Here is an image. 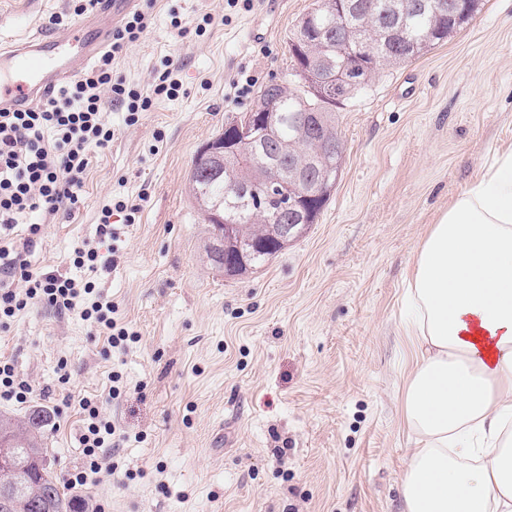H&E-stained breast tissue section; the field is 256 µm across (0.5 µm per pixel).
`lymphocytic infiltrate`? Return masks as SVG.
I'll list each match as a JSON object with an SVG mask.
<instances>
[{"label": "lymphocytic infiltrate", "mask_w": 512, "mask_h": 512, "mask_svg": "<svg viewBox=\"0 0 512 512\" xmlns=\"http://www.w3.org/2000/svg\"><path fill=\"white\" fill-rule=\"evenodd\" d=\"M149 25L147 12H133L113 30L111 46L81 79L60 86L33 108L0 112V331L9 329L22 311L40 305L79 312L109 347L137 338L115 319L114 305L94 281L95 275L116 267L115 254L95 246L76 250L75 266L90 273L85 280L33 269L28 256L42 237L33 214L51 218L60 209H78L92 159L115 135L104 116L105 104L124 108L125 123L132 126L155 100L176 97L181 90L177 72L170 68L147 88L112 76L124 50L139 42ZM78 405L85 421L80 436L85 468L71 476L74 486L85 485L88 472L98 470L100 450L116 432L101 417L96 401L84 397Z\"/></svg>", "instance_id": "lymphocytic-infiltrate-1"}]
</instances>
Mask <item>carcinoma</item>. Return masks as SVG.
I'll list each match as a JSON object with an SVG mask.
<instances>
[{
  "label": "carcinoma",
  "instance_id": "cac0c4a2",
  "mask_svg": "<svg viewBox=\"0 0 512 512\" xmlns=\"http://www.w3.org/2000/svg\"><path fill=\"white\" fill-rule=\"evenodd\" d=\"M366 0H350L351 10L345 18H338L326 11L314 16L318 26H330L339 35L335 44L336 61L345 62L353 41L361 40L374 46L386 31L395 13L405 15L404 44L381 53L368 65L364 75L376 79L385 69L408 63L428 48L445 41L457 31L449 19L441 13L415 10V0H371L373 6H365ZM291 70L302 69L310 61L315 62L330 51V45L319 36H311L296 45L288 43ZM363 87L353 88L343 97L333 101L322 96L313 82L301 76L292 86L272 83L261 88L257 106H269V111L279 117L277 139L274 148L282 151L280 163L288 169L303 163L304 157L294 149L295 135L290 119L304 112H320L324 116L322 138L344 147L336 127V108L354 96ZM264 162L262 149L241 152L232 163V170L244 175L260 168ZM191 195L209 224L210 243L207 255L214 266L224 265V251L215 247L223 228L213 215H224L227 184L224 169H216L197 158L190 173ZM240 205L231 209L228 218L235 224L236 239L243 243L263 242L270 239L273 225L278 223L276 209L282 201L268 198L261 189L254 195L239 199ZM4 428L0 438L13 448L11 466L22 470L29 483L28 494L17 496L10 490L0 493V512H84L78 499L68 495L53 476L47 464V449L41 438V413L34 410L17 419L3 416Z\"/></svg>",
  "mask_w": 512,
  "mask_h": 512
}]
</instances>
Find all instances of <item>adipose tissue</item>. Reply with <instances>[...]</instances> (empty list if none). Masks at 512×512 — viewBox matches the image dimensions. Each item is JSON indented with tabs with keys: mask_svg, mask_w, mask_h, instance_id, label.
<instances>
[{
	"mask_svg": "<svg viewBox=\"0 0 512 512\" xmlns=\"http://www.w3.org/2000/svg\"><path fill=\"white\" fill-rule=\"evenodd\" d=\"M406 298L405 512H512V149L432 226Z\"/></svg>",
	"mask_w": 512,
	"mask_h": 512,
	"instance_id": "adipose-tissue-1",
	"label": "adipose tissue"
}]
</instances>
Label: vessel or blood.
<instances>
[{
  "mask_svg": "<svg viewBox=\"0 0 512 512\" xmlns=\"http://www.w3.org/2000/svg\"><path fill=\"white\" fill-rule=\"evenodd\" d=\"M140 0H93L67 38L36 31L20 45L0 47V112L28 109L78 78L112 39V29Z\"/></svg>",
  "mask_w": 512,
  "mask_h": 512,
  "instance_id": "obj_1",
  "label": "vessel or blood"
}]
</instances>
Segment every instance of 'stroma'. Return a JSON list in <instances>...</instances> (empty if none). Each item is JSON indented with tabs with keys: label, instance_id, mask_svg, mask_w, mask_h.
I'll return each instance as SVG.
<instances>
[{
	"label": "stroma",
	"instance_id": "stroma-1",
	"mask_svg": "<svg viewBox=\"0 0 512 512\" xmlns=\"http://www.w3.org/2000/svg\"><path fill=\"white\" fill-rule=\"evenodd\" d=\"M313 0H140L151 16L116 72L149 86L178 67V98L115 130L93 161L76 215L44 225L32 267L81 278L101 208L139 204L120 226L104 298L137 341L106 350L78 313L35 306L0 333L38 391L0 414L43 410L61 485L83 465L76 404L97 399L116 427L100 469L73 495L110 512H404L414 439L402 399L411 348L404 293L415 251L499 148L512 145V0H482L447 42L384 71L336 114L345 144L316 224L262 266L227 277L205 254L189 186L193 160L260 87L291 80L288 36ZM70 0H0V44L54 25ZM182 25L173 27L171 10ZM217 24L197 34L203 14ZM250 82L236 98L234 82ZM66 362L68 384L58 382ZM120 394L109 398L110 373Z\"/></svg>",
	"mask_w": 512,
	"mask_h": 512
}]
</instances>
